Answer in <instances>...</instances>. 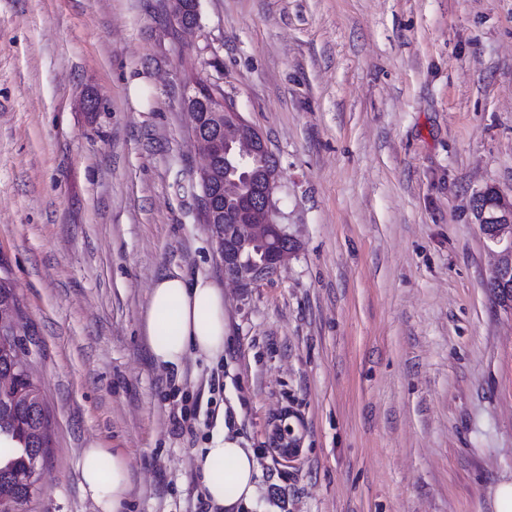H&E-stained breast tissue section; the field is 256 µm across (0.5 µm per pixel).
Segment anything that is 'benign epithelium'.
<instances>
[{"instance_id":"1","label":"benign epithelium","mask_w":512,"mask_h":512,"mask_svg":"<svg viewBox=\"0 0 512 512\" xmlns=\"http://www.w3.org/2000/svg\"><path fill=\"white\" fill-rule=\"evenodd\" d=\"M206 111L216 119H229L238 129L235 140L203 137L198 132L200 114L192 93L185 104L192 119L193 141L206 163L199 171L203 219L218 245L225 273L242 288L270 277L298 249L296 240L279 222L275 196L279 187V162L263 135L224 95L219 82L209 83ZM232 154L234 176L217 170L215 158ZM472 212L488 248L495 256L490 287L505 302L512 301V201L488 187L475 193Z\"/></svg>"}]
</instances>
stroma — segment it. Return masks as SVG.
<instances>
[{"mask_svg": "<svg viewBox=\"0 0 512 512\" xmlns=\"http://www.w3.org/2000/svg\"><path fill=\"white\" fill-rule=\"evenodd\" d=\"M199 12L187 34L172 0H0V278L50 419L18 512H96L91 446L131 461L122 512H200L221 425L256 453L250 512H494L512 308L471 199L512 198V0ZM216 76L279 160L299 245L247 289L202 221L183 105ZM169 274L222 291L219 361L154 363L145 317Z\"/></svg>", "mask_w": 512, "mask_h": 512, "instance_id": "obj_1", "label": "stroma"}]
</instances>
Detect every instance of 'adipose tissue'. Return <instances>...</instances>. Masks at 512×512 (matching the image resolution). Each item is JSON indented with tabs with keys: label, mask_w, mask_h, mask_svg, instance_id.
I'll return each mask as SVG.
<instances>
[{
	"label": "adipose tissue",
	"mask_w": 512,
	"mask_h": 512,
	"mask_svg": "<svg viewBox=\"0 0 512 512\" xmlns=\"http://www.w3.org/2000/svg\"><path fill=\"white\" fill-rule=\"evenodd\" d=\"M145 330L156 364H180L191 352L219 357L227 332L224 297L203 278L190 282L177 275L160 277L151 288ZM198 464L204 495L212 505L223 512H245L254 504L259 495L258 461L239 437L218 430ZM78 469L82 492L98 512H120L131 488L126 457L107 448H85Z\"/></svg>",
	"instance_id": "adipose-tissue-1"
}]
</instances>
